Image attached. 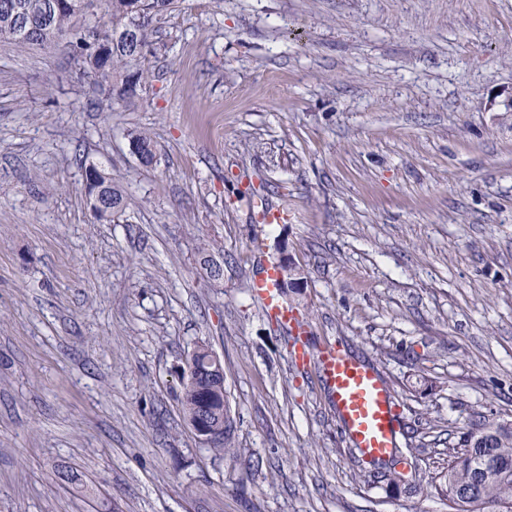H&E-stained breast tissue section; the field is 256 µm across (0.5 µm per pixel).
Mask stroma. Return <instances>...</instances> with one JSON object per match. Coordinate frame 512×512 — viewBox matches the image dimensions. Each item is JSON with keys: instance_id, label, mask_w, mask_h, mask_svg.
Returning a JSON list of instances; mask_svg holds the SVG:
<instances>
[{"instance_id": "35a3bbf8", "label": "stroma", "mask_w": 512, "mask_h": 512, "mask_svg": "<svg viewBox=\"0 0 512 512\" xmlns=\"http://www.w3.org/2000/svg\"><path fill=\"white\" fill-rule=\"evenodd\" d=\"M151 41L131 99L0 44V512H448L432 479L471 416L512 421V0H175ZM85 159L123 190L112 221ZM263 255L417 428L400 489L251 296ZM198 342L221 454L181 412Z\"/></svg>"}]
</instances>
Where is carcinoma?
<instances>
[{
	"label": "carcinoma",
	"instance_id": "1",
	"mask_svg": "<svg viewBox=\"0 0 512 512\" xmlns=\"http://www.w3.org/2000/svg\"><path fill=\"white\" fill-rule=\"evenodd\" d=\"M54 2L0 0V42L19 46L61 44L69 49L81 76L120 97L134 94L133 87L143 83L141 63L150 45L153 23L170 9L173 0H139L142 18L138 21L126 13L125 0H104L98 22L106 40L132 25L136 27L133 41L116 44L104 55L86 44L78 23L85 14V0H64L58 8ZM84 170L94 171L98 180L94 189L109 215L121 211L124 196L112 177L94 162L84 165ZM211 353L213 350L203 343L187 352L201 368L194 384L181 383L180 402L189 424L204 415L214 424L224 418L223 379L203 372L204 359ZM396 463L393 459L384 471H371L369 476L388 490L397 489L402 474L394 468ZM434 488L451 503L448 512H512V423L488 427L481 417L472 419L458 446L448 449V467L439 473Z\"/></svg>",
	"mask_w": 512,
	"mask_h": 512
}]
</instances>
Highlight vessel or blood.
<instances>
[{
    "instance_id": "obj_1",
    "label": "vessel or blood",
    "mask_w": 512,
    "mask_h": 512,
    "mask_svg": "<svg viewBox=\"0 0 512 512\" xmlns=\"http://www.w3.org/2000/svg\"><path fill=\"white\" fill-rule=\"evenodd\" d=\"M274 263H264L250 282L251 295L263 314L283 327L295 367L313 370L323 383L336 413L337 427L355 452L370 461L389 458L400 432L395 396L380 372L345 348L312 340L302 314L290 308L278 288Z\"/></svg>"
}]
</instances>
